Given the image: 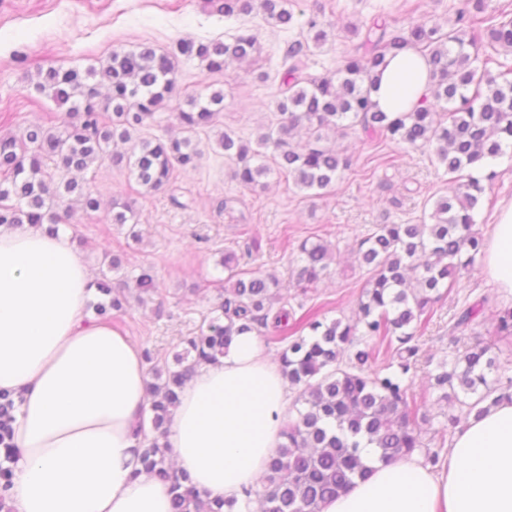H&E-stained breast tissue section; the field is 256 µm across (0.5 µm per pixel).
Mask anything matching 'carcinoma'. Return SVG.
I'll return each mask as SVG.
<instances>
[{
    "label": "carcinoma",
    "instance_id": "carcinoma-1",
    "mask_svg": "<svg viewBox=\"0 0 512 512\" xmlns=\"http://www.w3.org/2000/svg\"><path fill=\"white\" fill-rule=\"evenodd\" d=\"M266 19L288 26L294 14L288 0H224L217 13L227 20L249 16L254 10ZM473 14L458 11L455 25L444 30L434 20L410 22L400 31L372 21L353 52L337 70V79L304 74L312 48L321 46L324 33L311 17L305 25L315 31L313 43H292L285 58L288 67L277 101L280 119L257 139V148L228 134L217 145L234 161L233 177L244 187L264 188L269 166L256 161L260 149H270L279 169L294 184L307 190L330 188L351 167V157L336 150L330 137H344L361 129L370 139L381 136L396 144L429 146L439 166L451 175L448 195L434 203L428 220L420 224H377L363 236L356 249L369 277L357 300L356 318L320 319L319 311L301 313L276 306L279 281L272 275L243 277L234 252L221 261L228 276L221 289L220 312L207 330L186 339L187 348L175 356L176 368L154 369L148 383L151 436L144 438L141 456L144 470L163 480L172 496V512H224V502L211 500L191 485L187 475L168 463L165 439L172 409L179 393L197 368L224 356L232 336L255 332L267 342L278 343V360L288 386L295 392L296 415L282 432L261 490L247 491L255 512H321L325 502L350 491L355 480L369 468L360 447L375 448L378 460L395 462L415 450L425 449L435 463L439 451L423 443L419 423L429 422L427 406L417 400L409 372L419 352L416 333L432 319L441 289L452 290L472 272L482 257V237L475 229L487 183L463 171L490 162L512 145V82L499 81L479 65V43L512 49V18L491 24L485 33L470 25ZM411 45L425 52L434 83L430 97L412 112H381L371 101L367 85L387 52ZM177 54L157 53L143 47L112 52L106 66L85 73L49 69L35 89L61 104H71L62 129L50 132L30 126L22 141L0 137V224H48L50 230L69 217L59 214L60 199L76 191L72 180L59 186L47 172L46 161L59 160L66 168L83 170L106 157L125 161L137 182L148 191L167 185L176 167L195 164L202 155L195 140L199 130L211 125L224 103V90L205 98L190 97L179 108L183 136L167 140H133V134L166 108L177 95L176 55L196 60L209 72H220L232 62H243L259 50L257 39L239 33L229 40L208 43L180 39ZM108 83L101 94L99 85ZM110 122L101 121L102 113ZM305 129L307 141L297 148L293 140ZM131 144L126 153L109 152L116 142ZM137 221L132 207L113 203L112 223ZM300 266L297 286L307 292L327 274L330 253L322 242L298 245ZM106 301L95 305L104 319L122 312L125 291L157 290L147 270L135 277L134 286H112L107 274L96 282ZM486 298L465 300L449 321L451 332L464 331L483 314ZM495 335L512 336V307L501 311ZM494 342L477 338L463 352L440 360L430 376L436 404L458 403L467 414L480 416L485 404L497 401L496 393L512 389V378H490L498 370ZM15 400L0 393V512L6 509L5 494L13 482L10 463L17 453L13 442Z\"/></svg>",
    "mask_w": 512,
    "mask_h": 512
}]
</instances>
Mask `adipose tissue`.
I'll use <instances>...</instances> for the list:
<instances>
[{"instance_id":"adipose-tissue-1","label":"adipose tissue","mask_w":512,"mask_h":512,"mask_svg":"<svg viewBox=\"0 0 512 512\" xmlns=\"http://www.w3.org/2000/svg\"><path fill=\"white\" fill-rule=\"evenodd\" d=\"M434 80L406 46L388 54L370 96L383 112H410ZM484 273L512 298V203L485 244ZM96 292L70 239L47 226L0 225V392L16 402L19 454L11 512H172L165 484L143 470L139 429L149 408L143 353L92 318ZM290 409L279 363L257 334L234 337L182 390L166 443L180 472L210 498L247 512L283 441ZM369 472L322 512H512V398L455 430L441 459L411 454Z\"/></svg>"}]
</instances>
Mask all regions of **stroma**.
<instances>
[{"instance_id": "35a3bbf8", "label": "stroma", "mask_w": 512, "mask_h": 512, "mask_svg": "<svg viewBox=\"0 0 512 512\" xmlns=\"http://www.w3.org/2000/svg\"><path fill=\"white\" fill-rule=\"evenodd\" d=\"M299 24L283 28L254 12L246 21L226 23L209 0H0V136L22 137L34 123L57 130L67 108L35 91L40 73L52 68L81 71L106 65L112 51L143 45L163 53L182 38L226 40L248 32L256 35L260 52L254 59L211 73L195 60H179V94L161 112L157 124L142 136L168 137L178 131L176 115L186 98L204 97L223 89L224 108L211 127L198 135L202 155L195 167L176 168L164 189L145 192L126 165L111 161L77 172L49 163L56 179L76 180L83 191L100 200L95 212H85L77 195L65 196L72 208L63 231L83 253L91 271L107 269L109 257L121 260L109 271L113 283L133 280L151 268L159 291L144 301L130 299L126 313L112 324L140 349L149 351L158 367L174 366L183 340L199 334L213 316L225 272V252L243 253L250 238L259 249L243 258L247 273L275 275L283 303L290 308L322 305L323 317L353 314L369 274L356 260L357 240L377 224H417L433 202L448 192V178L432 152L404 148L388 141L369 140L361 132L337 139L352 167L327 191L312 195L297 189L287 174L272 171L266 189L242 188L232 177L234 164L217 148L220 133L256 143L263 127L277 122L274 100L285 72L283 58L294 40L309 39L301 23L317 15L326 41L314 55L307 73L334 75L357 43L354 28L369 24L385 12L394 27L426 17L443 26L453 24L463 0H291ZM496 177L477 217L482 235H489L499 206L512 200V159H500ZM128 203L138 224L111 221V203ZM139 239H132V232ZM327 243L333 259L328 274L308 293L295 283L297 246L303 240ZM487 299L484 322L475 325L487 334L490 320L512 304L475 269L458 287L444 294L436 312L416 342L420 348L414 376L418 395L429 403L431 421L422 437L431 440L447 422L427 377L437 361L453 354L448 322L468 296Z\"/></svg>"}]
</instances>
